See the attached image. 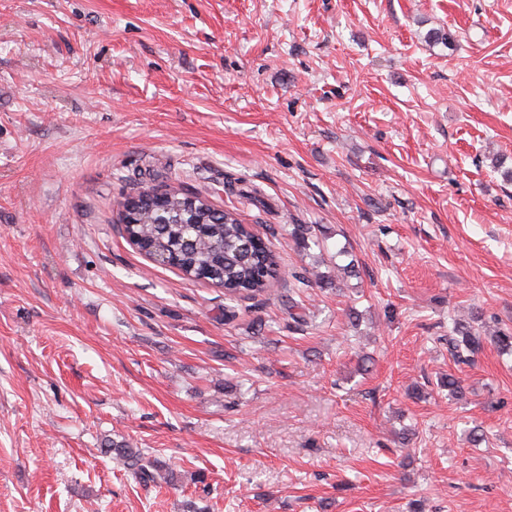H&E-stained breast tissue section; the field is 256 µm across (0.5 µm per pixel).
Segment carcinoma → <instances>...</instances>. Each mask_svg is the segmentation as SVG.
<instances>
[{
  "instance_id": "cac0c4a2",
  "label": "carcinoma",
  "mask_w": 512,
  "mask_h": 512,
  "mask_svg": "<svg viewBox=\"0 0 512 512\" xmlns=\"http://www.w3.org/2000/svg\"><path fill=\"white\" fill-rule=\"evenodd\" d=\"M187 195L189 191L181 186L170 187L169 213L176 222L154 224V214L144 206L121 227L123 237L153 241L155 251L170 256L172 265L183 270L186 276L206 272L208 282L224 289V299L230 303L267 294L280 277V265L272 242L242 223L234 210L220 212L209 205L186 210L183 199ZM290 235L302 243L318 242L311 224L292 225ZM292 279V287L288 289L289 318L302 327L306 320L294 312L298 307L294 296L306 288L330 287L333 279L305 267L294 273ZM482 347L479 330L452 322L448 328V352L454 361L469 363ZM441 386L448 388V395L455 399L465 397L462 381L452 373L441 379ZM110 451L135 467L143 479L154 480L159 474L155 461L123 442L112 443Z\"/></svg>"
}]
</instances>
